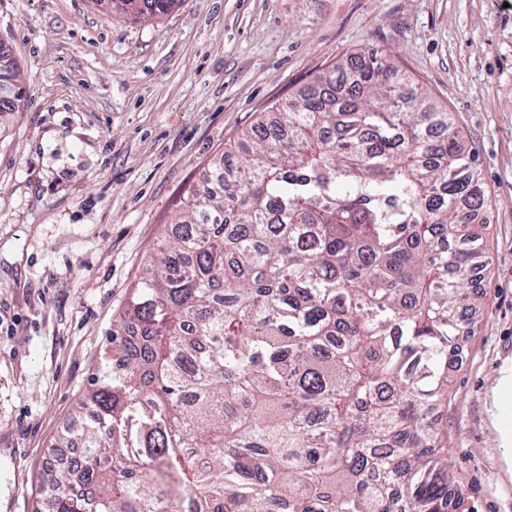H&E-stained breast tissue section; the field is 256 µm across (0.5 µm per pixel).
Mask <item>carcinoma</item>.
<instances>
[{"instance_id":"obj_1","label":"carcinoma","mask_w":512,"mask_h":512,"mask_svg":"<svg viewBox=\"0 0 512 512\" xmlns=\"http://www.w3.org/2000/svg\"><path fill=\"white\" fill-rule=\"evenodd\" d=\"M484 203L450 113L387 56L319 74L183 198L59 435L83 460L45 468L34 512H467L442 419Z\"/></svg>"}]
</instances>
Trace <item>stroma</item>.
Here are the masks:
<instances>
[{"label":"stroma","mask_w":512,"mask_h":512,"mask_svg":"<svg viewBox=\"0 0 512 512\" xmlns=\"http://www.w3.org/2000/svg\"><path fill=\"white\" fill-rule=\"evenodd\" d=\"M373 50L476 155L490 264L448 448L471 512H512V0H180L138 22L100 0H0V53L25 89L0 114V512H32L185 191L319 73Z\"/></svg>","instance_id":"35a3bbf8"}]
</instances>
